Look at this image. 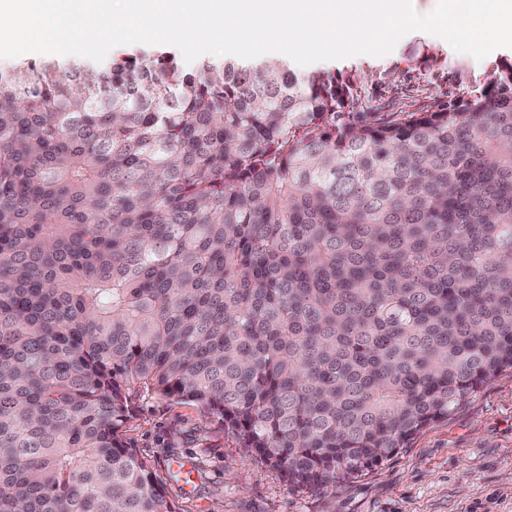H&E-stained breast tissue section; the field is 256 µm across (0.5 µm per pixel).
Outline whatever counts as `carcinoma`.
Segmentation results:
<instances>
[{
	"instance_id": "obj_1",
	"label": "carcinoma",
	"mask_w": 512,
	"mask_h": 512,
	"mask_svg": "<svg viewBox=\"0 0 512 512\" xmlns=\"http://www.w3.org/2000/svg\"><path fill=\"white\" fill-rule=\"evenodd\" d=\"M353 108L283 60L0 66V512H182L146 400L327 490L512 369V64Z\"/></svg>"
}]
</instances>
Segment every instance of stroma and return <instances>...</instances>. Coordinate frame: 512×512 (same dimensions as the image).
<instances>
[{
  "mask_svg": "<svg viewBox=\"0 0 512 512\" xmlns=\"http://www.w3.org/2000/svg\"><path fill=\"white\" fill-rule=\"evenodd\" d=\"M503 61L512 63V48L475 61L441 37L412 31L389 54L294 71L306 76L329 69L352 86L355 111L386 104L407 112L481 90ZM124 436L152 462L183 512H512V370L478 389L448 419L420 430L381 465L326 492L290 491L194 405L143 402Z\"/></svg>",
  "mask_w": 512,
  "mask_h": 512,
  "instance_id": "1",
  "label": "stroma"
}]
</instances>
